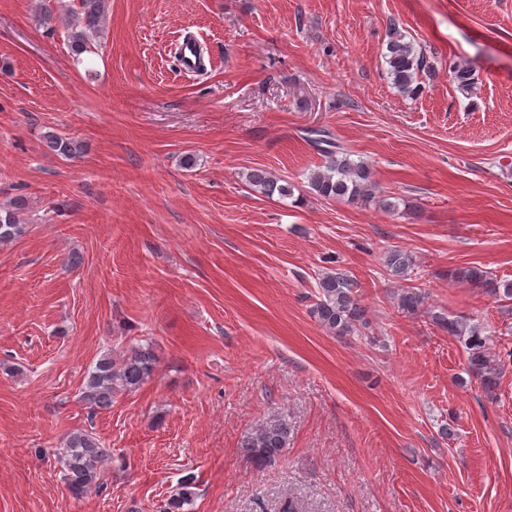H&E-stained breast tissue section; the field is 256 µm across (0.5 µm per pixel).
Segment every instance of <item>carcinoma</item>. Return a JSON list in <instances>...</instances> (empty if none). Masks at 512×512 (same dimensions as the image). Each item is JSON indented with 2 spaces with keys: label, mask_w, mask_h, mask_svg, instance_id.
I'll list each match as a JSON object with an SVG mask.
<instances>
[{
  "label": "carcinoma",
  "mask_w": 512,
  "mask_h": 512,
  "mask_svg": "<svg viewBox=\"0 0 512 512\" xmlns=\"http://www.w3.org/2000/svg\"><path fill=\"white\" fill-rule=\"evenodd\" d=\"M107 22V0H78V7L65 20L70 48L75 57L93 52V38ZM385 61L394 87L405 95L418 92V74L424 69V53L414 43L406 40L398 28L389 33ZM43 138L47 147L63 156L81 152L82 145L55 131H47ZM307 140L323 156V165L310 174V190L326 200L364 201L376 198L379 188L373 180L367 163L351 159V154L325 128L307 132ZM249 183L266 195L275 193L292 196L291 186L264 169H255L248 175ZM21 204L14 202L0 207V242H10L24 233L18 210ZM413 255L394 249L386 256V267L391 275L404 278L414 269ZM453 276L473 288H479L498 300H512V282L502 281L491 272L477 266L455 270ZM426 296L416 287L408 286L398 294V311L406 316L424 315L430 324L457 338L463 345L470 371L480 381L486 392H492L498 384V373L490 354L489 338L477 324L462 317L450 318L425 306ZM313 315L328 332L343 336L366 326V309L361 305L355 290V282L341 272H327L318 282L317 302ZM158 364L150 345L137 346L114 359L103 355L89 371L84 385L83 398L92 407L107 409L113 397L120 392L138 389L151 377ZM288 442V425L279 422L269 426L246 444V453L257 466L270 464L281 454ZM109 456V450L88 430L67 434L63 441L60 461L63 479L70 493L76 497L100 488V464ZM193 477L182 480L178 493L168 503L169 512H182L194 495Z\"/></svg>",
  "instance_id": "1"
}]
</instances>
